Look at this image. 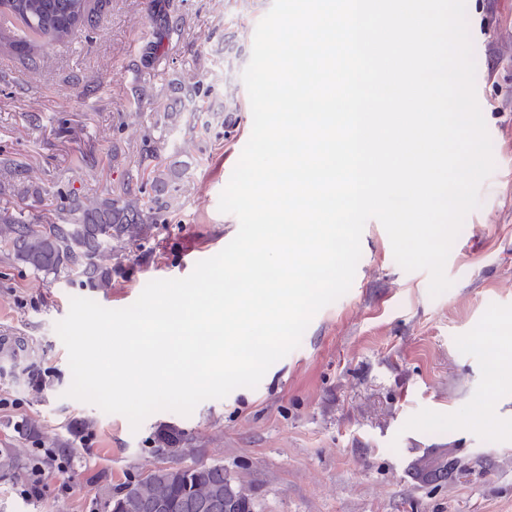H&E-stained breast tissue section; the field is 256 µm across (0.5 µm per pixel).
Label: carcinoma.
<instances>
[{
	"instance_id": "cac0c4a2",
	"label": "carcinoma",
	"mask_w": 512,
	"mask_h": 512,
	"mask_svg": "<svg viewBox=\"0 0 512 512\" xmlns=\"http://www.w3.org/2000/svg\"><path fill=\"white\" fill-rule=\"evenodd\" d=\"M0 16L22 28L21 36L11 37L0 27V49L32 63L45 45L65 42L96 24L90 0H0ZM177 91L187 100L196 98L203 92V81L185 79ZM179 178L174 167L142 161L127 173L120 188L102 196L58 194L52 218L32 222L21 208L0 210V247L35 272L74 275L91 288H105L111 283V270L104 261L113 244H134L152 225L165 223L168 188ZM148 185L154 195L145 200L140 193ZM5 192L28 199L29 189L16 182V168L10 164L0 173V194ZM164 441L166 447L159 449L164 460L119 487L98 512H251L246 496L228 485L224 465L196 459L195 449L180 447L184 438L179 433L165 435ZM51 462L46 455L24 463L5 455L0 456V471L22 466L34 471Z\"/></svg>"
}]
</instances>
